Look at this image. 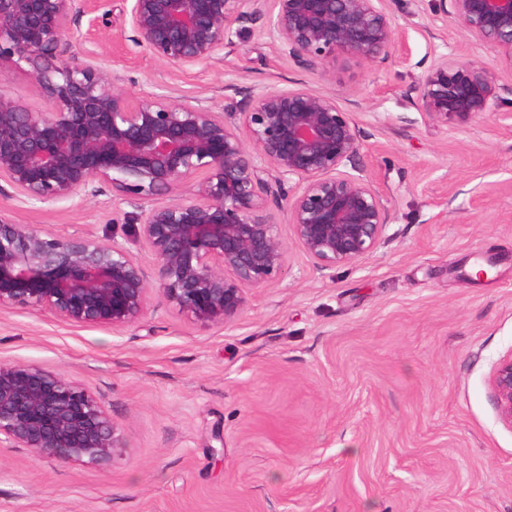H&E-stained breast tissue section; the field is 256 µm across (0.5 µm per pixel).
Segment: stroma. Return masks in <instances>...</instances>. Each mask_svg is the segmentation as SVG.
Here are the masks:
<instances>
[{
	"label": "stroma",
	"mask_w": 512,
	"mask_h": 512,
	"mask_svg": "<svg viewBox=\"0 0 512 512\" xmlns=\"http://www.w3.org/2000/svg\"><path fill=\"white\" fill-rule=\"evenodd\" d=\"M121 0L70 17L56 55L120 75L137 97L166 91L217 112L257 86L335 96L360 131V164L386 201L389 241L328 277L272 217L288 248L278 281L248 293L228 325H205L152 290L135 325H71L0 307V361L77 381L121 446L110 462H61L0 447V512H512V427L492 397L495 363L512 354V129L493 117L433 126L415 88L435 56H478L437 0H392L411 52L381 63L337 57L303 69L244 31L220 60L159 65L124 32ZM0 94L33 112L52 99L28 73ZM0 210L21 224L101 239L124 224L111 188L39 209L11 188ZM489 267L487 277L474 275Z\"/></svg>",
	"instance_id": "obj_1"
}]
</instances>
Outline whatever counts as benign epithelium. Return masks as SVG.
<instances>
[{"label": "benign epithelium", "mask_w": 512, "mask_h": 512, "mask_svg": "<svg viewBox=\"0 0 512 512\" xmlns=\"http://www.w3.org/2000/svg\"><path fill=\"white\" fill-rule=\"evenodd\" d=\"M123 26L164 66L212 61L240 25L266 14V34L295 65L323 69L347 55L387 59L402 34L386 0H123ZM99 0H0V74L26 66L54 106L31 112L0 94V182L26 203L53 205L97 182L133 212L122 239L60 235L0 211V306L44 310L75 325L128 327L151 290L202 324H227L247 291L287 262L271 208L317 271L331 276L386 242L390 210L363 168L359 130L336 97L307 87L253 88L229 122L201 101L132 96L120 78L59 59L73 14ZM471 43L512 67V0H440ZM503 86L482 59L435 58L419 87L427 119L467 125L493 114ZM490 385L512 427V354ZM59 461L105 464L120 437L76 381L36 365L0 362V445Z\"/></svg>", "instance_id": "1"}]
</instances>
